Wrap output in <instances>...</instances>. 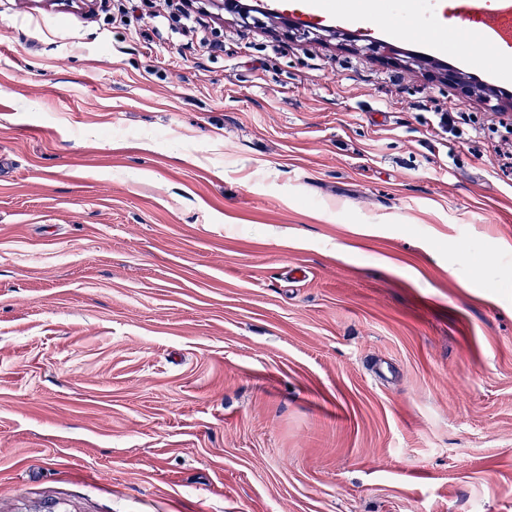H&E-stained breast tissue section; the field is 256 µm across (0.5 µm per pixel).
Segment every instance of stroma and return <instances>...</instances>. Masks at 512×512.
I'll return each mask as SVG.
<instances>
[{
    "instance_id": "1",
    "label": "stroma",
    "mask_w": 512,
    "mask_h": 512,
    "mask_svg": "<svg viewBox=\"0 0 512 512\" xmlns=\"http://www.w3.org/2000/svg\"><path fill=\"white\" fill-rule=\"evenodd\" d=\"M347 2L0 0V512H512V75Z\"/></svg>"
}]
</instances>
